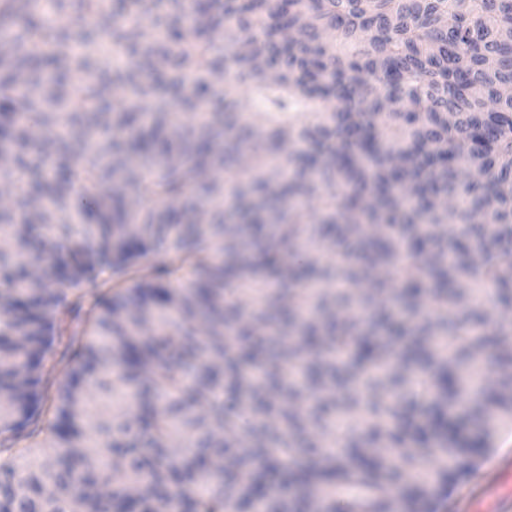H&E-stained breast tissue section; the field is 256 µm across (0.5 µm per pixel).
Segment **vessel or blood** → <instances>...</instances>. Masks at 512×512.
<instances>
[{"instance_id": "vessel-or-blood-1", "label": "vessel or blood", "mask_w": 512, "mask_h": 512, "mask_svg": "<svg viewBox=\"0 0 512 512\" xmlns=\"http://www.w3.org/2000/svg\"><path fill=\"white\" fill-rule=\"evenodd\" d=\"M474 480L449 504V512H512V432L499 436Z\"/></svg>"}]
</instances>
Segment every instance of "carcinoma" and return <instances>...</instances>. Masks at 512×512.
<instances>
[{"label": "carcinoma", "mask_w": 512, "mask_h": 512, "mask_svg": "<svg viewBox=\"0 0 512 512\" xmlns=\"http://www.w3.org/2000/svg\"><path fill=\"white\" fill-rule=\"evenodd\" d=\"M162 3L0 0V501L336 512L332 492L361 485L370 495L342 512H380L404 464L408 500H425L437 475L421 477L418 456L389 458L355 431L345 447L367 452L314 462L305 434L335 426L323 364L385 356L372 306L392 300L454 319L415 325L401 375L365 378L373 426L398 416L385 399L409 398L421 341L442 336L461 346L434 358L435 416L415 447L460 469L512 424V325L491 338L476 299L489 284L512 306V0ZM228 69L237 83L223 86ZM296 140L291 170L269 169ZM458 220L465 239L445 237ZM24 257L65 274L36 283ZM268 277L243 318L235 295ZM253 349L259 383L241 370ZM486 355L499 372L484 388L468 372ZM107 386L135 410L90 414ZM284 448L311 487L286 500L253 475L283 467Z\"/></svg>", "instance_id": "obj_1"}]
</instances>
